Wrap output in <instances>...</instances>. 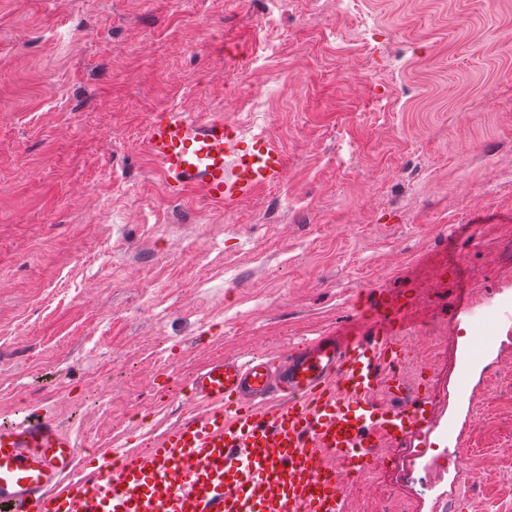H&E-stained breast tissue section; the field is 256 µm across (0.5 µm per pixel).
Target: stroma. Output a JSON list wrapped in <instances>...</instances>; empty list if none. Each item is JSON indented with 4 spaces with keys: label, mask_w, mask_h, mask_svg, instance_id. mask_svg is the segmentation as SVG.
<instances>
[{
    "label": "stroma",
    "mask_w": 512,
    "mask_h": 512,
    "mask_svg": "<svg viewBox=\"0 0 512 512\" xmlns=\"http://www.w3.org/2000/svg\"><path fill=\"white\" fill-rule=\"evenodd\" d=\"M173 109L265 133L283 182L168 192ZM381 297L429 421L346 512H389L371 480L512 512V0H0V420L54 416L86 472L192 412L198 366L369 334Z\"/></svg>",
    "instance_id": "stroma-1"
}]
</instances>
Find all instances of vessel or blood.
Instances as JSON below:
<instances>
[{"mask_svg": "<svg viewBox=\"0 0 512 512\" xmlns=\"http://www.w3.org/2000/svg\"><path fill=\"white\" fill-rule=\"evenodd\" d=\"M147 147L172 191L228 209L279 184L286 167L266 135L206 114L161 113ZM375 309L369 335L346 329L196 369L190 415L152 432L148 447L117 444L88 475L54 418L0 423V512H345L340 467L359 469L383 440L426 418L422 398L386 373L406 354L394 305L381 299ZM384 389L397 407L376 402Z\"/></svg>", "mask_w": 512, "mask_h": 512, "instance_id": "b4317fda", "label": "vessel or blood"}]
</instances>
